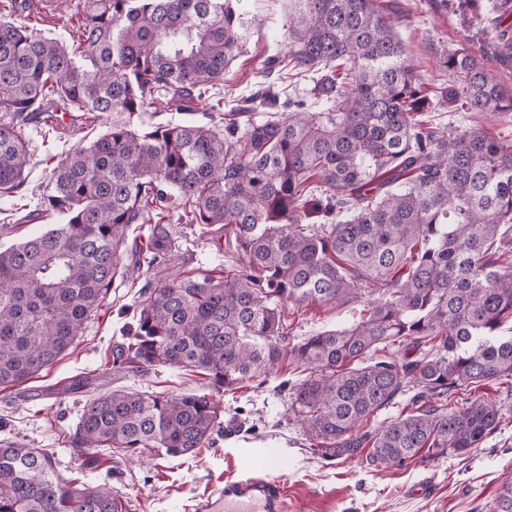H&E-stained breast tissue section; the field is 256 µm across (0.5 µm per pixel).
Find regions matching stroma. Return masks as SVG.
I'll return each mask as SVG.
<instances>
[{
	"label": "stroma",
	"mask_w": 512,
	"mask_h": 512,
	"mask_svg": "<svg viewBox=\"0 0 512 512\" xmlns=\"http://www.w3.org/2000/svg\"><path fill=\"white\" fill-rule=\"evenodd\" d=\"M397 20L396 30L406 45L414 70L430 88L446 79L436 64V53L470 42L481 49L486 69L512 86V55L501 52L497 27L512 29V15L500 16L497 0H378ZM289 0H247L250 16L259 21L252 28L244 54L224 73L223 82L211 92L222 110L241 104L259 85L270 84L280 97L302 98L313 85L312 74L290 68L265 77L272 55L287 57L284 33ZM66 0H49L37 13L18 11V21L28 23L42 36L70 40L60 16ZM59 126L29 133L33 161L26 170L28 189L44 185L49 163L59 161L76 144H89L106 132L107 117L86 114L74 119L57 112ZM431 120L442 126L484 128L492 136L512 141V123L492 113L436 108ZM166 237L170 256L149 264L156 236ZM131 277L116 279L108 296L87 322L82 336L50 367L32 379L0 387V443H18L46 451L56 472L66 480L90 484L109 482L131 505V512H186L192 498L204 495L226 474L241 468L257 448L271 449L285 468L288 512H490L503 481L512 478V385L491 383L475 394L496 401L502 419L480 447L465 454L427 458L403 468H368L358 459L327 462L314 455V443L294 419L291 398L283 381L304 379L306 372L283 360L264 385L248 382L222 394L224 425L237 429L234 439L215 433L212 446L186 457L122 456L99 451L91 468L69 441L86 400L72 391L75 380L100 378L111 388L169 394L206 391V376L196 371L158 366L144 375L116 370L112 361L133 321L137 305L148 290L180 278H221L228 271L225 258L210 234L196 224L176 219L133 225L120 258ZM292 322L293 340L350 326L356 309L309 305L284 310Z\"/></svg>",
	"instance_id": "1"
}]
</instances>
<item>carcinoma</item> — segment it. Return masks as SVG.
<instances>
[{"label": "carcinoma", "instance_id": "cac0c4a2", "mask_svg": "<svg viewBox=\"0 0 512 512\" xmlns=\"http://www.w3.org/2000/svg\"><path fill=\"white\" fill-rule=\"evenodd\" d=\"M0 4V196L31 162L27 132L53 104L112 116L49 172L38 235L0 248V387L25 382L74 342L118 274L129 227L152 214L224 232V279L175 280L139 304L113 366L199 370L210 392L89 398L71 447L190 455L220 427L219 393L267 377L288 355L310 370L289 388L321 459L405 467L422 449L480 447L500 423L472 397L512 378V141L480 127L444 129L437 105L512 121V88L467 45L439 53L432 91L377 0H291L285 41L295 67L319 74L310 100L280 118L249 105L215 121L146 124L147 105L212 112L209 91L242 51L247 0H73L72 43L46 38ZM325 221L308 223L312 180ZM360 307L350 327L290 343L281 306ZM396 346L402 355L375 357ZM411 393L410 411L377 422ZM0 512H129L106 483L62 479L38 449L0 445ZM491 512H512V480Z\"/></svg>", "mask_w": 512, "mask_h": 512}]
</instances>
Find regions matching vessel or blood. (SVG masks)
Segmentation results:
<instances>
[{
  "instance_id": "b4317fda",
  "label": "vessel or blood",
  "mask_w": 512,
  "mask_h": 512,
  "mask_svg": "<svg viewBox=\"0 0 512 512\" xmlns=\"http://www.w3.org/2000/svg\"><path fill=\"white\" fill-rule=\"evenodd\" d=\"M280 463L267 459L262 466L225 478L197 497L194 512H286L288 491Z\"/></svg>"
}]
</instances>
